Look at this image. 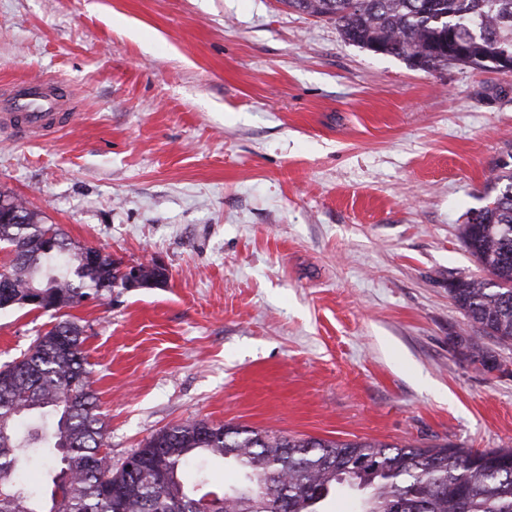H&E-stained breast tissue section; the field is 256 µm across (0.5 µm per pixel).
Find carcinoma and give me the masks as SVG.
Instances as JSON below:
<instances>
[{"label": "carcinoma", "instance_id": "1", "mask_svg": "<svg viewBox=\"0 0 512 512\" xmlns=\"http://www.w3.org/2000/svg\"><path fill=\"white\" fill-rule=\"evenodd\" d=\"M289 9L336 24L344 42L424 70L464 65L488 70L512 51V0H279ZM485 186L478 220L459 236L480 274L451 279L456 309L496 344L512 346V152ZM17 210L25 223L5 219ZM56 239L46 253L40 240ZM0 243L10 259L0 280V310L25 306L46 286L49 311L72 308L100 292L127 287L108 253L87 262L91 248L74 243L20 197L0 192ZM71 319L37 337L22 357L0 367V512H327L343 486L361 492L357 512H512V448L464 451L381 441L295 437L279 431L193 420L157 431L135 453L133 467L112 466L105 426L83 348ZM455 351L484 371L502 370L492 349L472 336ZM57 418L59 435L36 425L23 437L18 421ZM53 462L50 498L17 494L24 452ZM240 480L224 482L212 501L202 492L214 465Z\"/></svg>", "mask_w": 512, "mask_h": 512}]
</instances>
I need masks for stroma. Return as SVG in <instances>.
<instances>
[{
  "label": "stroma",
  "mask_w": 512,
  "mask_h": 512,
  "mask_svg": "<svg viewBox=\"0 0 512 512\" xmlns=\"http://www.w3.org/2000/svg\"><path fill=\"white\" fill-rule=\"evenodd\" d=\"M78 116L0 133V191L162 288L83 301L113 464L188 420L512 448V375L460 358L459 227L512 149V73L426 72L280 0H0V86ZM56 321L0 311V365ZM46 88L52 90L48 94ZM76 107L73 94L58 81H21L6 85L0 95V127L6 134L41 139L62 128Z\"/></svg>",
  "instance_id": "stroma-1"
}]
</instances>
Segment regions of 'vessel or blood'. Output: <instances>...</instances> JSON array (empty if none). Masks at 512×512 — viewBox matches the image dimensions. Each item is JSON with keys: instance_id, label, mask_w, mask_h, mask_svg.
I'll list each match as a JSON object with an SVG mask.
<instances>
[{"instance_id": "b4317fda", "label": "vessel or blood", "mask_w": 512, "mask_h": 512, "mask_svg": "<svg viewBox=\"0 0 512 512\" xmlns=\"http://www.w3.org/2000/svg\"><path fill=\"white\" fill-rule=\"evenodd\" d=\"M75 106L61 83L48 79L22 81L0 88V131L27 140L62 128Z\"/></svg>"}]
</instances>
